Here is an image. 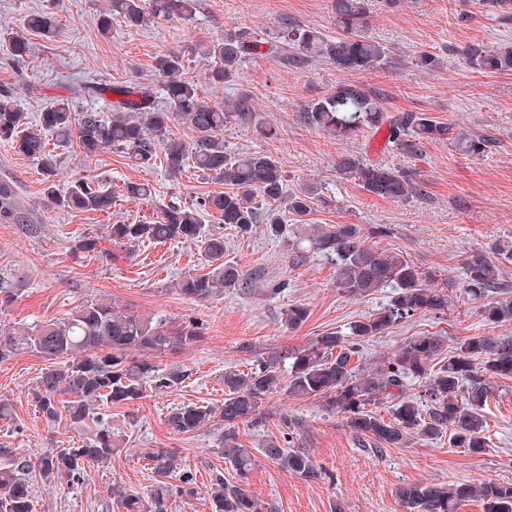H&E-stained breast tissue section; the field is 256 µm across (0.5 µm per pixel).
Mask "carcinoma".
Returning <instances> with one entry per match:
<instances>
[{"label": "carcinoma", "instance_id": "carcinoma-1", "mask_svg": "<svg viewBox=\"0 0 512 512\" xmlns=\"http://www.w3.org/2000/svg\"><path fill=\"white\" fill-rule=\"evenodd\" d=\"M194 0H112L111 9L100 14L97 26L109 34L112 23L121 19L129 27L141 26L151 18L165 15L185 18L193 12ZM338 32L334 37L298 25H288L280 35L283 43L298 51L297 58H322L337 70L356 73L377 68L387 62L389 49L362 34L367 27L366 0H332ZM53 12H42L25 19L27 30L50 38L56 31ZM11 57L21 61L29 54L27 37L8 38ZM261 54V43L226 38L210 44L211 76L218 82L236 76L243 61ZM468 62L488 72L512 71V46L487 50H466ZM156 70L163 80L165 106L155 105L148 84L103 83L96 94L119 96L113 102V115L101 116L94 110L78 111L72 100L62 97L40 113L32 125L16 107L12 96L0 93V141L19 153L40 162L44 204L72 211L108 212L114 193L85 179L68 190H57V155L49 148L52 135L55 149L78 144L83 160L91 161L104 149L129 152L143 168L162 164L168 175L177 177L188 169L205 173L226 185L198 201L194 208L169 206L154 222L112 224L109 232L114 243L165 242L184 239L202 244L210 271L187 274L178 284V292L193 302H205L224 293L226 288H242L250 277L238 267L224 262V236L208 233L200 213L211 211L222 223L241 235H248L255 224H265L272 239L288 234L285 216L304 217L311 209L309 194L287 195L283 170L265 154L231 158L224 152V127L233 117L252 123L268 138L272 128L257 119L248 98L238 103V111L225 112L208 105L192 78L185 76V64L177 54L157 58ZM181 119L199 135L189 147L178 141L172 121ZM300 123L345 139L362 129L386 131L385 141L400 153L415 155L428 143L452 141L465 154H481L488 148L482 137L450 136L451 128L424 113L406 112L387 119L379 100L362 86L343 83L326 98L308 104L298 113ZM342 178L358 182L367 193L390 201L403 202L420 193L421 187L407 172L386 165L368 164L356 155H344L337 164ZM32 223L30 213L19 202L14 186L0 181V224ZM291 249L303 256L311 251L336 262V282L351 296L368 295L379 288H394L389 304L372 316L350 323L349 333L337 331L317 337L314 342L291 356L289 368L281 369L283 358L272 357L251 364L246 372L224 373V403L213 406H183L171 411L167 423L175 434H185L218 422L224 428L218 448L234 468L240 482L248 480L253 456L239 441V425L256 424L264 419L262 404L272 393L285 392L293 397H315L332 413L342 414L347 426L357 435L377 442L401 445L412 438L438 440L448 436L455 448L477 454L486 447L483 434L487 421L484 406L491 395L488 381L512 378V336H469L462 338L456 353L440 366L434 361L443 354V336L427 333L404 342L377 371H360L353 358L360 343L381 336L392 326L420 313L448 310V295L430 286L425 273L399 254L374 251L365 247L362 229L355 224L322 225L291 243ZM502 263L475 252L465 261L464 293L478 304L483 321L499 326L512 322V297L503 296L500 275ZM25 279L0 268V307L10 303L24 286ZM308 311L302 305H290L281 325L294 330L303 325ZM201 333L195 321L172 322L163 318L126 315L112 305L89 301L65 317L33 327L0 330V362L20 351L37 354L49 362L32 388L39 414L50 426L63 424L71 429L88 427L94 420L96 405L126 404L143 398L148 379L155 387L180 384L185 374L171 370L157 374L147 356H161L197 342ZM144 357L130 359L131 353ZM423 381V400L404 396L408 379ZM70 399L62 400L60 395ZM387 404L390 418L370 410ZM96 429L83 435L71 448L44 453L33 459L14 460L0 467V512H32L29 484L31 475L45 480L76 482L87 468L112 461L118 443L112 430L95 423ZM264 457L281 469L305 480L318 479L320 472L311 458L298 449L285 448L276 440L262 449ZM154 484L150 493H128L114 488L123 512H166L167 498L176 492L195 494V475L182 459L171 451L148 453ZM175 479L178 485L170 480ZM212 512H262L261 504L243 488L224 483L221 474L214 478ZM398 497L408 512H457L461 502L475 497L483 501L485 512H512V483H466L451 487L406 485Z\"/></svg>", "mask_w": 512, "mask_h": 512}]
</instances>
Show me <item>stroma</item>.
<instances>
[{
    "instance_id": "stroma-1",
    "label": "stroma",
    "mask_w": 512,
    "mask_h": 512,
    "mask_svg": "<svg viewBox=\"0 0 512 512\" xmlns=\"http://www.w3.org/2000/svg\"><path fill=\"white\" fill-rule=\"evenodd\" d=\"M110 2L0 0V91L10 92L29 120L60 96L110 115L109 101L87 89L115 79L150 84L156 103H163L154 63L157 57L178 54L206 102L231 112L238 99L248 97L261 121L277 129L270 140L252 125L231 121L224 130V150L236 157L263 153L276 159L288 190L312 196L306 223L360 225L368 233L369 247L399 253L433 284L446 286L445 316L421 312L370 339L363 346L361 369L375 370L403 342L427 332L444 336L450 348L468 336H512V323L488 328L462 295L468 255L479 250L491 256L497 246L512 241V72L477 71L465 58L475 44L512 45V4L494 9L484 0H369L367 33L390 48V59L372 70L347 74L320 58L299 67L289 64V49L278 38L291 23L335 35L331 0H196L191 18L159 16L142 27L119 22L104 35L96 20ZM52 9L58 16L54 36L28 33L29 54L23 61L13 60L5 35L21 30L26 16ZM227 37L261 42L262 53L247 57L236 79L219 83L211 77L206 50ZM424 52L439 59L437 68L416 66ZM345 82L379 97L387 116L423 112L448 123L453 132L487 139L489 146L468 156L452 144L433 143L408 156L386 147L379 133L362 131L339 140L298 122L306 104ZM349 153L412 171L422 187L420 195L394 202L367 194L336 170L338 157ZM57 154L60 188L89 178L118 197L105 214L46 206L38 162L0 143V180L14 185L37 226L31 234L15 224H0V268L26 278L14 301L0 309V324H43L93 300L111 303L124 314L194 319L201 323L202 335L193 346L155 360L160 371H183L182 384L161 390L150 386L132 404L102 407L101 419L113 437L122 439V448L110 464L88 469L76 483L34 480L33 512H121L110 488L146 493L153 483L146 453L156 448L176 452L196 477V495H173L168 512H210L215 474H223L230 484L238 482L218 449L220 428L175 434L166 421L169 412L220 404L225 371L247 370L254 360L281 356L327 332L347 330L351 322L386 306L393 290L350 297L338 287L331 259L310 253L295 261L287 241L270 239L262 225L242 237L209 213L202 222L210 232L223 234L225 262L253 273L254 279L245 292L231 288L203 303L188 300L176 284L186 274L207 272L199 244L169 240L120 248L112 244L108 227L154 221L170 205H195L217 191L218 183L193 170L173 178L161 168H138L113 149L89 163L74 145ZM127 183L148 184L151 197L136 202L122 197ZM89 237L97 238L96 248L78 250L79 241ZM280 283L284 291L274 293ZM296 304L307 308L308 318L299 329H284L281 314ZM45 366L32 353L0 363V396L13 411L12 418L0 421V446L17 458L67 448L80 438L78 431L62 425L48 428L32 401L30 389ZM491 390L484 409L487 446L477 455L451 447L444 438L414 439L389 448L356 436L343 415L330 413L320 400L271 394L264 403L266 420L239 428L240 442L255 454L245 489L270 512H406L396 495L406 484L512 482V379L492 381ZM271 439L307 452L321 479L304 480L260 455Z\"/></svg>"
}]
</instances>
